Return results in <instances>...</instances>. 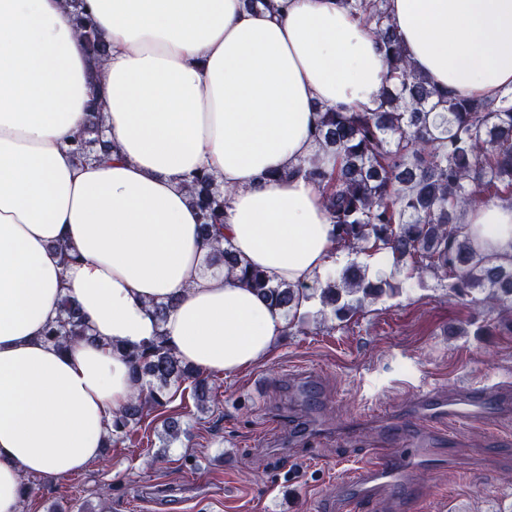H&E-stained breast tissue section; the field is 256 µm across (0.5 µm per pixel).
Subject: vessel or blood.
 Segmentation results:
<instances>
[{
  "instance_id": "obj_1",
  "label": "vessel or blood",
  "mask_w": 512,
  "mask_h": 512,
  "mask_svg": "<svg viewBox=\"0 0 512 512\" xmlns=\"http://www.w3.org/2000/svg\"><path fill=\"white\" fill-rule=\"evenodd\" d=\"M490 403V397L475 392L464 393L453 400L432 393L420 400L418 414L429 422L448 418L464 423L475 419ZM365 455L366 463L355 468L349 478L355 492L350 500L354 506L381 491L401 498L405 492V476L425 458L426 451L409 431L392 441L379 439L374 447L366 449Z\"/></svg>"
}]
</instances>
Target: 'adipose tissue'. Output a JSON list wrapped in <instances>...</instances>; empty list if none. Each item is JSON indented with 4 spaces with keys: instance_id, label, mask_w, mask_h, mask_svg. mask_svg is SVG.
<instances>
[{
    "instance_id": "adipose-tissue-1",
    "label": "adipose tissue",
    "mask_w": 512,
    "mask_h": 512,
    "mask_svg": "<svg viewBox=\"0 0 512 512\" xmlns=\"http://www.w3.org/2000/svg\"><path fill=\"white\" fill-rule=\"evenodd\" d=\"M276 3L83 0L109 46L94 69L68 0H0V512H21L24 475L64 480L100 456L134 393L124 348L161 335L200 373L230 375L282 335L283 314L204 244L192 173L233 188L224 236L271 282L323 280L344 259L318 187L293 171L335 165L312 135L319 109H375L386 65L339 0ZM388 3L432 85L512 91V0ZM97 87L119 157L79 164L65 140ZM462 220L479 251L512 258V202ZM65 294L93 339L60 348L43 336ZM170 299L158 323L149 306Z\"/></svg>"
}]
</instances>
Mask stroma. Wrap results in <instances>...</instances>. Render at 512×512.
Instances as JSON below:
<instances>
[{"mask_svg": "<svg viewBox=\"0 0 512 512\" xmlns=\"http://www.w3.org/2000/svg\"><path fill=\"white\" fill-rule=\"evenodd\" d=\"M434 278L330 327L285 333L268 359L212 374L214 402L191 396L151 409L105 458L63 481L30 477L24 512H321L342 499L349 459L382 427L410 426L423 391L507 397L467 424L429 425L447 461L413 470L405 512H512V330ZM187 436L164 447V420Z\"/></svg>", "mask_w": 512, "mask_h": 512, "instance_id": "stroma-1", "label": "stroma"}]
</instances>
